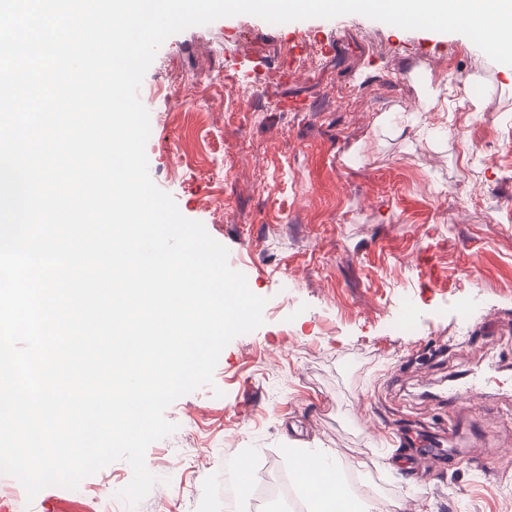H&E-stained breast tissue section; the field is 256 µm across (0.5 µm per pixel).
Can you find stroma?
Here are the masks:
<instances>
[{"mask_svg":"<svg viewBox=\"0 0 512 512\" xmlns=\"http://www.w3.org/2000/svg\"><path fill=\"white\" fill-rule=\"evenodd\" d=\"M448 77L480 110L455 90L427 109ZM139 96L153 182L227 247L264 323L166 409L136 507L118 460L30 512H291L259 489L293 479L298 448L379 512H512V65L359 14H241L170 36Z\"/></svg>","mask_w":512,"mask_h":512,"instance_id":"obj_1","label":"stroma"}]
</instances>
